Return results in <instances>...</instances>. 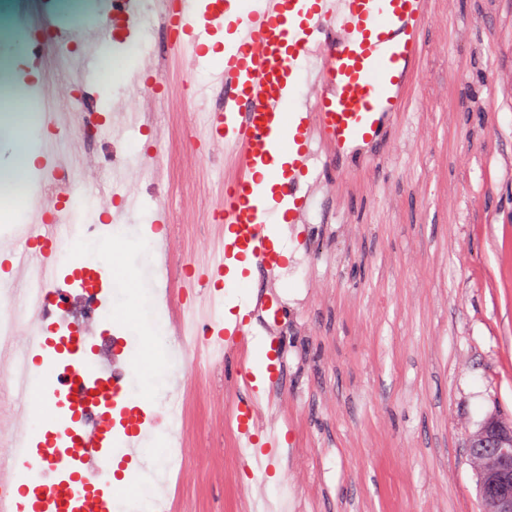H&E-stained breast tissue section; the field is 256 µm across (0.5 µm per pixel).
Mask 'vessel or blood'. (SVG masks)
<instances>
[{
	"label": "vessel or blood",
	"instance_id": "vessel-or-blood-1",
	"mask_svg": "<svg viewBox=\"0 0 512 512\" xmlns=\"http://www.w3.org/2000/svg\"><path fill=\"white\" fill-rule=\"evenodd\" d=\"M256 2L236 16L231 0H209L202 13L196 0H168L175 40L197 58L207 59V43L219 30L234 36L217 62L224 108L211 122L212 137L223 140L232 161L214 212L224 226L223 248L199 275L223 286L238 277L258 282L237 304L234 318L212 321L231 375L248 388L253 405L278 383V340L267 346L264 384H257L240 356L254 322L271 307L265 283L281 265L271 218L279 212L284 223H303L311 204L306 187L317 165L344 172L357 160L371 159L406 105L428 0ZM303 73L311 92L299 111L286 112ZM82 211L77 196L65 223L25 225L26 245L13 253L14 281L28 297L31 318L22 345L0 344V376L17 414L13 429L0 438V473L15 477L14 489L0 495V512H140L137 490L151 483L153 463L143 454L147 429L124 435L115 454L103 453L59 381L64 370L77 378L104 377L113 370L111 360L55 342L44 318L51 301L48 285L64 265L87 261ZM58 240L71 245L68 259L52 249ZM36 409L49 417L40 430L26 422ZM236 419L246 444L243 467L270 475L281 462L286 435L252 433L244 409ZM116 460L134 463L132 485L101 482Z\"/></svg>",
	"mask_w": 512,
	"mask_h": 512
}]
</instances>
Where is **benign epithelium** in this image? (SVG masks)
Here are the masks:
<instances>
[{"mask_svg": "<svg viewBox=\"0 0 512 512\" xmlns=\"http://www.w3.org/2000/svg\"><path fill=\"white\" fill-rule=\"evenodd\" d=\"M466 456L483 512H512V426L489 421L469 435Z\"/></svg>", "mask_w": 512, "mask_h": 512, "instance_id": "benign-epithelium-1", "label": "benign epithelium"}]
</instances>
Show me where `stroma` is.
<instances>
[{"label": "stroma", "instance_id": "stroma-1", "mask_svg": "<svg viewBox=\"0 0 512 512\" xmlns=\"http://www.w3.org/2000/svg\"><path fill=\"white\" fill-rule=\"evenodd\" d=\"M422 55L402 112L370 162L346 173L320 169L306 223L282 224L284 264L272 282L279 311L257 324L248 363L265 369V339L281 344L280 390L267 426L288 436L281 470L259 479L238 459L225 419L244 402L224 363L176 362L177 342L158 309L165 276L156 245L164 188L142 185V206L123 213L120 263L137 280L114 295L131 351L144 329L160 330L163 361L152 411L173 376L194 381L187 418L189 462L178 483L164 467L160 435L148 447L155 483L177 512H247L250 496L288 497L302 512H481L467 436L488 414L512 420V0H430ZM75 31L103 30L98 0H56ZM35 42L0 43L21 89L51 88L50 68L32 66ZM161 84L176 137L192 152L205 127L180 113L188 78L180 51L158 36ZM122 76L136 71L130 45L102 44L88 69L99 77L92 104L108 112ZM221 225L183 220L169 237L179 260L207 264Z\"/></svg>", "mask_w": 512, "mask_h": 512}]
</instances>
